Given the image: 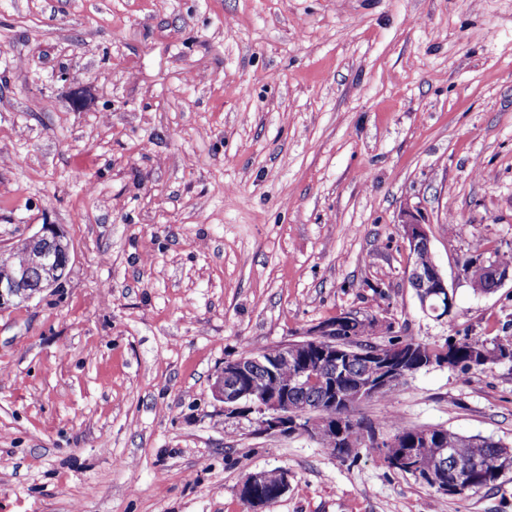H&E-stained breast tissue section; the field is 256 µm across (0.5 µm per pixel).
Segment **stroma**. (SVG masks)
Instances as JSON below:
<instances>
[{
  "instance_id": "obj_1",
  "label": "stroma",
  "mask_w": 512,
  "mask_h": 512,
  "mask_svg": "<svg viewBox=\"0 0 512 512\" xmlns=\"http://www.w3.org/2000/svg\"><path fill=\"white\" fill-rule=\"evenodd\" d=\"M426 222L456 314L405 279ZM53 224L61 287L0 310V512H512V471L438 496L377 456L225 417V361L347 311L512 336V0H0V248ZM398 418L512 445V363L433 367ZM491 264L488 271L490 272V279L487 275L482 273V268L476 266L470 276V287L477 292H485L488 290L489 281L492 287L486 292L495 291L501 287L507 280L512 281V256L509 258L495 257L494 259L482 260V265ZM269 470L249 474L242 482L240 494L243 501L249 506L251 512H265V508L288 492L290 481L288 473L283 470L277 471V480L274 482L273 496L265 498L261 492L265 486L270 484Z\"/></svg>"
}]
</instances>
